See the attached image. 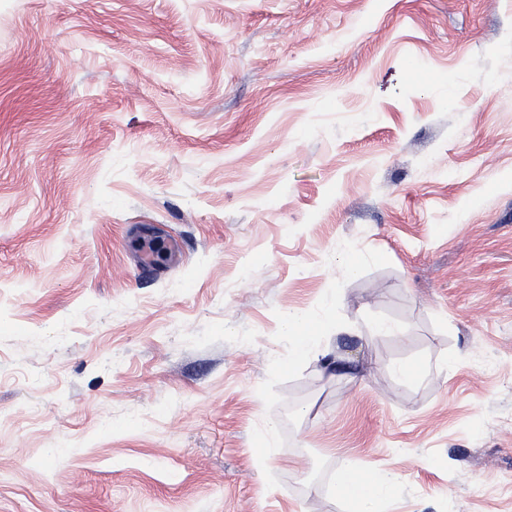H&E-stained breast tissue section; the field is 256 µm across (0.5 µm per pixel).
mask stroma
<instances>
[{"label":"stroma","instance_id":"obj_1","mask_svg":"<svg viewBox=\"0 0 512 512\" xmlns=\"http://www.w3.org/2000/svg\"><path fill=\"white\" fill-rule=\"evenodd\" d=\"M509 38L512 0H0V512H352L346 462L380 512H512ZM288 325L294 332L297 342V357L299 360H306L310 357H325L333 353L329 345H321L318 336H309L307 332V320L304 315L298 312H288ZM396 489L395 479L387 474L367 475L354 464L339 468L335 493L350 501L356 512H376L377 504L391 496Z\"/></svg>","mask_w":512,"mask_h":512}]
</instances>
